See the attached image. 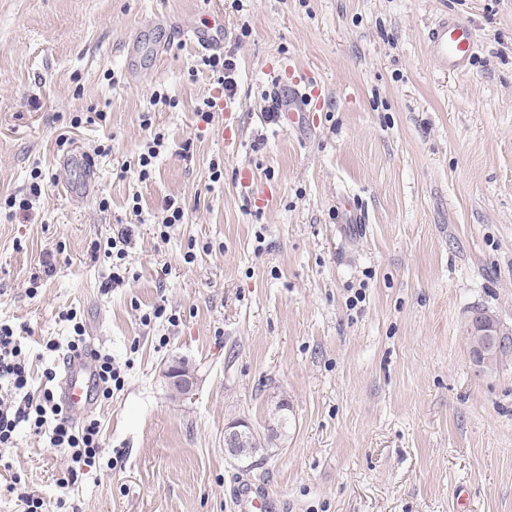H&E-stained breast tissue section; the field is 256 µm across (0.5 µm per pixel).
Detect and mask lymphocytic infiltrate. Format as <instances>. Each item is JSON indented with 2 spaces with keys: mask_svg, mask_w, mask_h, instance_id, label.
<instances>
[{
  "mask_svg": "<svg viewBox=\"0 0 512 512\" xmlns=\"http://www.w3.org/2000/svg\"><path fill=\"white\" fill-rule=\"evenodd\" d=\"M67 318L73 331L67 344L50 339L43 347L49 352H63L68 358L78 357L87 352L84 328L76 312H68ZM90 355L97 394L110 398L113 390L124 385L122 371L110 355L98 351ZM30 369L29 356L14 329L0 324V446H13L23 427L47 435L50 447L67 453L69 476L77 478L79 471L95 466L103 451L101 423L91 415L74 421L53 385L55 372H47L46 385L35 388Z\"/></svg>",
  "mask_w": 512,
  "mask_h": 512,
  "instance_id": "obj_1",
  "label": "lymphocytic infiltrate"
}]
</instances>
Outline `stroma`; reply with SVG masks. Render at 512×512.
Segmentation results:
<instances>
[{"label":"stroma","mask_w":512,"mask_h":512,"mask_svg":"<svg viewBox=\"0 0 512 512\" xmlns=\"http://www.w3.org/2000/svg\"><path fill=\"white\" fill-rule=\"evenodd\" d=\"M216 9L237 87L208 124L195 108L223 91L161 21ZM445 15L474 32L462 73L426 51ZM290 67L312 76L296 125L267 118ZM158 89L176 107L152 106ZM148 111L169 148L142 182ZM62 134L95 179L61 167ZM35 167L50 181L33 210L0 212V323L39 383L61 366L44 340L66 343L76 311L124 386L92 408L104 452L75 483L20 429L0 512L24 493L48 512H238L243 480L277 512H512V354L478 367L464 335L479 308L512 334V0H0V195ZM168 197L185 216L163 239ZM124 229L130 276L106 292L93 248ZM160 305L177 325H142ZM175 357L193 398L161 374ZM281 398L263 463L229 457L225 426L266 435ZM170 390L175 396L191 398L197 389L194 369L181 359L174 358L163 372Z\"/></svg>","instance_id":"stroma-1"}]
</instances>
